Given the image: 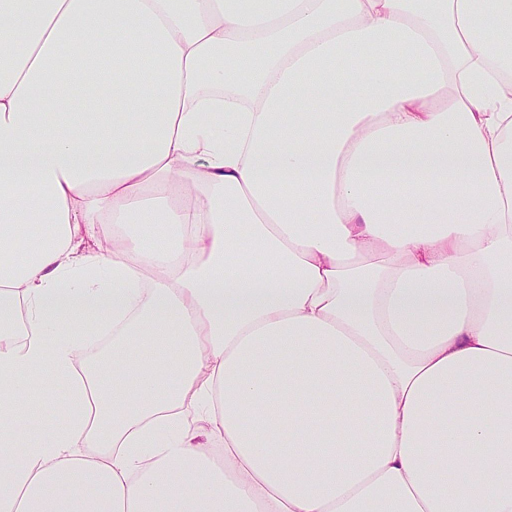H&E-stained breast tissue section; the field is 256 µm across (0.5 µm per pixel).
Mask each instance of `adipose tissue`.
<instances>
[{
    "instance_id": "obj_1",
    "label": "adipose tissue",
    "mask_w": 512,
    "mask_h": 512,
    "mask_svg": "<svg viewBox=\"0 0 512 512\" xmlns=\"http://www.w3.org/2000/svg\"><path fill=\"white\" fill-rule=\"evenodd\" d=\"M0 512H512V0H0Z\"/></svg>"
}]
</instances>
